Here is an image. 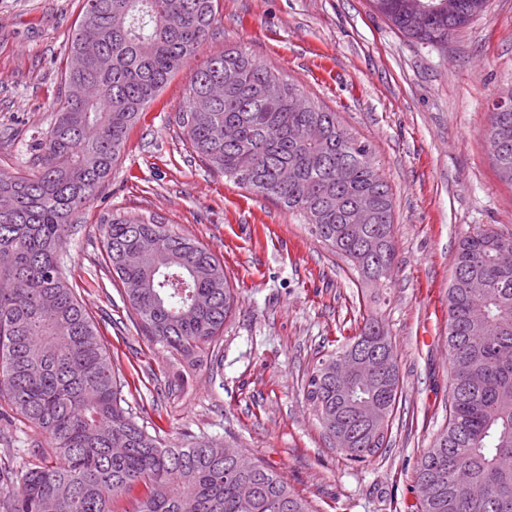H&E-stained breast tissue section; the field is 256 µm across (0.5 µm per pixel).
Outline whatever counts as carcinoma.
<instances>
[{
	"label": "carcinoma",
	"instance_id": "obj_1",
	"mask_svg": "<svg viewBox=\"0 0 512 512\" xmlns=\"http://www.w3.org/2000/svg\"><path fill=\"white\" fill-rule=\"evenodd\" d=\"M381 12L421 43L445 41L486 0H459L450 17L410 26L405 0ZM218 0H84L62 75L66 94L55 119L34 140L37 165L26 175L0 172V399L48 435L52 464L0 468L15 485L3 512H114L134 486L129 512H314L288 482L257 458L241 469L228 446L191 436L171 446L150 434L125 405L98 330L66 278L60 250L107 181L129 129L171 76L212 34ZM99 49L71 64L85 43ZM278 79L247 53L226 49L195 71L178 125L195 154L242 188L297 212L357 282L388 288L396 260L389 185L365 141L337 113L261 87ZM213 82L224 96L194 108ZM487 135L499 178L512 185V112L492 113ZM252 157L248 170L241 155ZM376 207V222L350 223L351 208ZM103 248L140 326L182 357L224 330L237 295L224 265L195 240L155 219L114 216ZM373 294L359 331L321 355L308 372L306 400L324 435L352 439L337 452L362 462L385 445L403 380L399 355ZM448 423L415 470L418 512H512V236L479 229L465 236L448 286ZM367 397L385 417L374 437L356 401Z\"/></svg>",
	"mask_w": 512,
	"mask_h": 512
}]
</instances>
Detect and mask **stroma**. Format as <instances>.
Masks as SVG:
<instances>
[{
    "instance_id": "stroma-1",
    "label": "stroma",
    "mask_w": 512,
    "mask_h": 512,
    "mask_svg": "<svg viewBox=\"0 0 512 512\" xmlns=\"http://www.w3.org/2000/svg\"><path fill=\"white\" fill-rule=\"evenodd\" d=\"M82 0H0V171L34 164L53 119ZM228 47L279 70L368 141L394 199L396 266L381 309L403 389L385 449L358 463L333 450L305 397L321 353L370 306L346 265L298 213L210 170L175 116L194 71ZM512 89V0L440 45L404 36L370 0H219L212 36L142 112L120 158L63 246L68 279L96 323L127 404L167 442L205 436L280 473L315 512H416L414 474L448 421V285L459 241L512 234V186L487 130ZM155 217L224 264L238 303L223 333L183 361L145 335L103 249L101 223ZM47 435L0 401V466Z\"/></svg>"
}]
</instances>
